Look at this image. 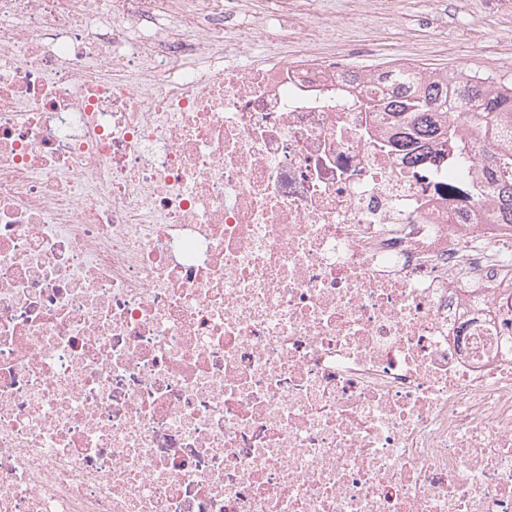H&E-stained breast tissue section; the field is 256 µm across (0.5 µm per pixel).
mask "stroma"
I'll return each instance as SVG.
<instances>
[{"label":"stroma","instance_id":"obj_1","mask_svg":"<svg viewBox=\"0 0 512 512\" xmlns=\"http://www.w3.org/2000/svg\"><path fill=\"white\" fill-rule=\"evenodd\" d=\"M335 49L362 72L397 59L512 80V0H401L392 19L365 16Z\"/></svg>","mask_w":512,"mask_h":512}]
</instances>
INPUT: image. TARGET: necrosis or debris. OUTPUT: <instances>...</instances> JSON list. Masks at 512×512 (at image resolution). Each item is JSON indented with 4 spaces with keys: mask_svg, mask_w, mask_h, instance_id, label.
I'll list each match as a JSON object with an SVG mask.
<instances>
[{
    "mask_svg": "<svg viewBox=\"0 0 512 512\" xmlns=\"http://www.w3.org/2000/svg\"><path fill=\"white\" fill-rule=\"evenodd\" d=\"M249 0H0V512H512V226Z\"/></svg>",
    "mask_w": 512,
    "mask_h": 512,
    "instance_id": "4bbe7bcc",
    "label": "necrosis or debris"
}]
</instances>
